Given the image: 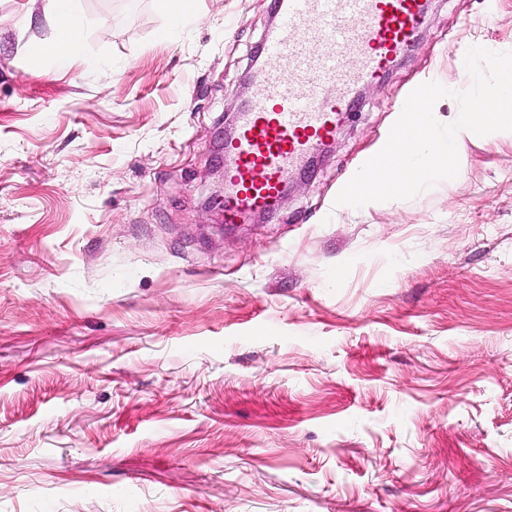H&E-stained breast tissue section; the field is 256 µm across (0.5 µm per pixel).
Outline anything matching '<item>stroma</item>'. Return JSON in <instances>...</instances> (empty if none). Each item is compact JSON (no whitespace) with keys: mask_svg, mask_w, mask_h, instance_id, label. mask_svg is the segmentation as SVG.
<instances>
[{"mask_svg":"<svg viewBox=\"0 0 512 512\" xmlns=\"http://www.w3.org/2000/svg\"><path fill=\"white\" fill-rule=\"evenodd\" d=\"M0 0V512H512V134L357 214L337 190L512 0H432L279 209L228 224L274 0ZM52 10L59 19L56 37L48 47V53L58 58L77 54L82 48V32L76 13V0H51Z\"/></svg>","mask_w":512,"mask_h":512,"instance_id":"obj_1","label":"stroma"}]
</instances>
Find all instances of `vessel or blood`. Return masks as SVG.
<instances>
[{"instance_id":"1","label":"vessel or blood","mask_w":512,"mask_h":512,"mask_svg":"<svg viewBox=\"0 0 512 512\" xmlns=\"http://www.w3.org/2000/svg\"><path fill=\"white\" fill-rule=\"evenodd\" d=\"M428 8L429 0H276L260 91L224 145L231 165L217 206L225 223L277 208L293 171L333 138L365 84L413 46Z\"/></svg>"}]
</instances>
